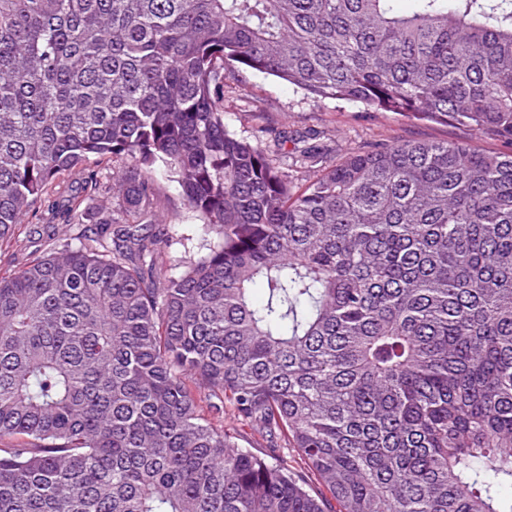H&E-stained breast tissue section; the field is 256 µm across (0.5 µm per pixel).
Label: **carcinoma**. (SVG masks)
Returning <instances> with one entry per match:
<instances>
[{
  "label": "carcinoma",
  "instance_id": "carcinoma-1",
  "mask_svg": "<svg viewBox=\"0 0 512 512\" xmlns=\"http://www.w3.org/2000/svg\"><path fill=\"white\" fill-rule=\"evenodd\" d=\"M414 2L0 0V240L75 170L111 201L0 277V512H329L226 408L338 512H512V151L224 122L231 60L512 141V0ZM162 194L161 210L166 216V224H160L159 227L164 228V233L172 237L173 244L168 252L178 258L184 256L185 251L187 257H200L205 249L202 247L201 232L196 221L191 218L182 199L173 189L166 188ZM216 424L224 425V429L234 433L242 447L250 449L255 455L265 457L268 448L267 439L239 421L231 411H224V417ZM300 481L304 488L314 497L330 499V495L319 481L317 475L308 468L295 448L283 449L276 457Z\"/></svg>",
  "mask_w": 512,
  "mask_h": 512
}]
</instances>
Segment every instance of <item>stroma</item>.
Here are the masks:
<instances>
[{
    "label": "stroma",
    "mask_w": 512,
    "mask_h": 512,
    "mask_svg": "<svg viewBox=\"0 0 512 512\" xmlns=\"http://www.w3.org/2000/svg\"><path fill=\"white\" fill-rule=\"evenodd\" d=\"M226 70L230 86L224 98L228 129L245 138L265 128L286 132L288 140L281 146L286 153L293 152L297 142L312 135L334 156L357 148L404 141H465L487 151L512 150V145L498 138L476 135L455 122L422 120L384 110L370 112L361 104L330 98L314 101L287 82L239 63L227 64ZM79 195L84 198V221L66 223L62 205L66 199ZM50 199L51 207H40L37 215L17 227L11 239L0 243V273L19 269L32 256L49 252L52 247L49 232L58 233L76 246L83 234L93 231V221L102 202L84 197L79 174H72L56 186ZM161 209L166 216L164 231L173 240L170 255L200 257L204 252L201 232L173 189L164 191Z\"/></svg>",
    "instance_id": "35a3bbf8"
}]
</instances>
